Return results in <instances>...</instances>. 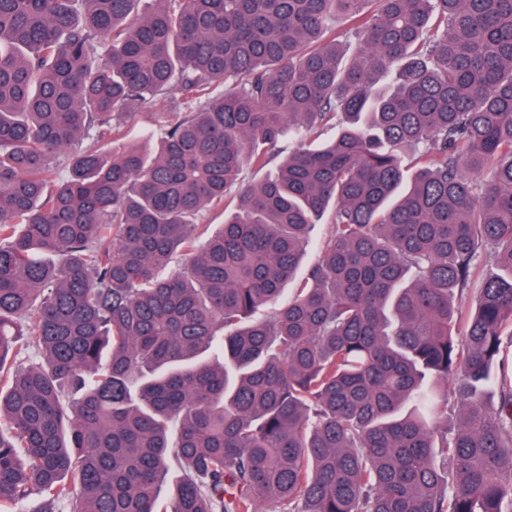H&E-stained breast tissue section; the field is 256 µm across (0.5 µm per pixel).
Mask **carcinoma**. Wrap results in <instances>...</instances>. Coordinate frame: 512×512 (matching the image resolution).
I'll use <instances>...</instances> for the list:
<instances>
[{
  "label": "carcinoma",
  "instance_id": "carcinoma-1",
  "mask_svg": "<svg viewBox=\"0 0 512 512\" xmlns=\"http://www.w3.org/2000/svg\"><path fill=\"white\" fill-rule=\"evenodd\" d=\"M1 420L0 512H512V0H0ZM159 110L166 112H181L179 95L177 91L172 90L165 95L159 96L152 101H147L137 106L133 118L128 124V139L138 141L146 134L158 135L156 128V113ZM318 226L314 232V235L312 237V241L308 247V252H307V256H306V260L305 262L302 264L296 278L292 281H290L288 284H286V286L284 288H286L284 290V293L282 294V297H281V302H287L288 301V296L289 295H292L293 291H294V288H297L298 284L300 283L302 277L304 276V273H305V270L307 268V266L309 264H311L315 258V255L317 253V250H318V246L321 242V240L323 239L326 231H327V225L328 224L326 222V219L323 218L322 220H320L318 222Z\"/></svg>",
  "mask_w": 512,
  "mask_h": 512
}]
</instances>
